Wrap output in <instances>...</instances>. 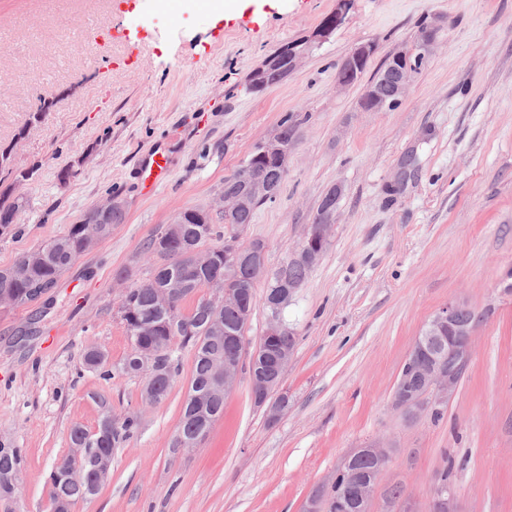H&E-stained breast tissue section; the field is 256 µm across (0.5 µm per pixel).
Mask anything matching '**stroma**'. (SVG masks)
Here are the masks:
<instances>
[{
	"label": "stroma",
	"mask_w": 512,
	"mask_h": 512,
	"mask_svg": "<svg viewBox=\"0 0 512 512\" xmlns=\"http://www.w3.org/2000/svg\"><path fill=\"white\" fill-rule=\"evenodd\" d=\"M335 7L242 0L221 14L210 0H0V143L17 144L0 191L12 169L38 168L15 191L22 208L0 233V267L109 194L125 208L56 288L0 307V444L23 451L12 512H51L47 476L73 427L96 430L100 394L141 424L108 482L72 512H302L347 454L375 443L394 449L375 512L396 484L423 512L443 473L460 512H512V0H352L344 25L287 79L250 88L265 57ZM424 22L440 24L439 42L406 97L363 111L377 69ZM367 41L377 53L337 88L338 67ZM47 88L59 100L34 121ZM287 113L301 120L288 172L244 242L261 241L268 268L279 267L325 194L342 189L326 251L281 311L296 338L280 388L288 406L269 420L241 375L201 444L177 452L192 347L178 350L179 373L156 406L142 403L141 379H103L84 355L102 351L112 365L126 356L117 301L148 281L149 240L189 208L223 226L225 176ZM160 144L172 150L170 174L144 199L131 171ZM68 164L75 174L63 185ZM453 300L481 316L468 369L441 420H406L391 404L400 369Z\"/></svg>",
	"instance_id": "stroma-1"
}]
</instances>
